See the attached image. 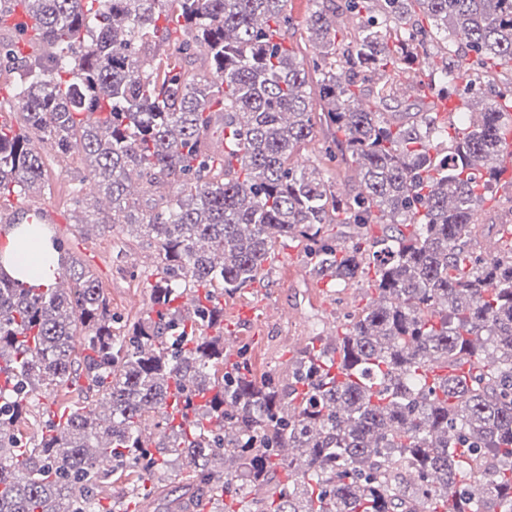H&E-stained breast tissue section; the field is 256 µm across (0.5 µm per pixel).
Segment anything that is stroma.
Listing matches in <instances>:
<instances>
[{
	"label": "stroma",
	"instance_id": "35a3bbf8",
	"mask_svg": "<svg viewBox=\"0 0 512 512\" xmlns=\"http://www.w3.org/2000/svg\"><path fill=\"white\" fill-rule=\"evenodd\" d=\"M342 138L341 132L317 126L315 137L302 147L298 160L319 169L333 191L349 197L358 186L355 172L340 159L329 156ZM49 172L53 190L37 201L46 214L48 234L61 240L71 258L95 272L110 300L115 326H122L127 317L145 316L158 260L154 243L131 234L121 224L92 226L88 232H81L68 192L71 185L87 178L86 164L78 160L56 162ZM504 198L503 188L492 187L478 212L483 253H490L502 235L503 225H512V209ZM265 271L263 283L224 298L225 318H233L244 306L255 311L256 322L240 329L236 343L245 347L246 357L259 376L290 377L298 355L296 342L340 335L348 316L366 306L375 295L368 280L347 287L318 280L310 271L304 245L292 239L277 242ZM269 303L287 309V318L266 319L264 307Z\"/></svg>",
	"mask_w": 512,
	"mask_h": 512
}]
</instances>
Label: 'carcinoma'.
I'll return each mask as SVG.
<instances>
[{"mask_svg":"<svg viewBox=\"0 0 512 512\" xmlns=\"http://www.w3.org/2000/svg\"><path fill=\"white\" fill-rule=\"evenodd\" d=\"M311 2L308 63L284 45L287 0H0V26L20 6L51 48L21 55L23 24L0 41L17 114L0 124V198L50 188L44 146L78 156L112 202L98 224L153 239L160 259L146 316L118 334L92 270L33 288L0 266V512H98L99 484L159 489L173 463L181 494L151 512H185L196 488L246 512H512V243L474 248L512 129V89L482 92L512 69V0H344L358 26L342 37L334 0ZM417 11L433 28L404 23ZM432 54L430 93L482 122L448 133L423 91L417 111H384ZM319 120L358 171L348 198L294 160ZM131 170L171 193L130 194ZM26 211L34 225L0 224L45 236L42 209ZM334 213L352 246L324 235ZM281 238L305 243L314 276L369 278L376 298L334 342L309 341L290 378H258L244 348L224 350V295ZM74 386L80 400L26 437L29 403Z\"/></svg>","mask_w":512,"mask_h":512,"instance_id":"obj_1","label":"carcinoma"}]
</instances>
